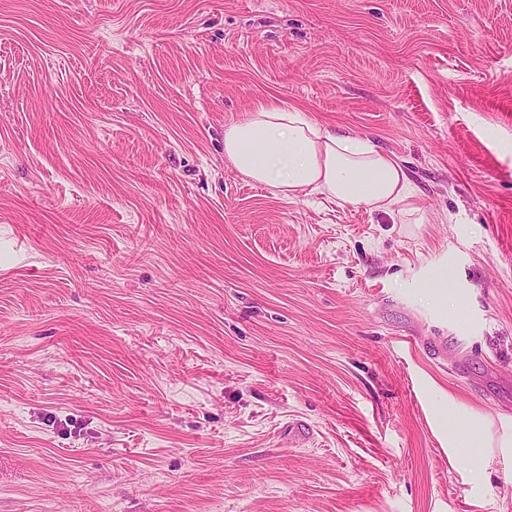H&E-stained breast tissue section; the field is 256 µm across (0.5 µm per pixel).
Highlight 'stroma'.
Wrapping results in <instances>:
<instances>
[{
    "label": "stroma",
    "mask_w": 512,
    "mask_h": 512,
    "mask_svg": "<svg viewBox=\"0 0 512 512\" xmlns=\"http://www.w3.org/2000/svg\"><path fill=\"white\" fill-rule=\"evenodd\" d=\"M270 97L423 223L244 179ZM0 512H512V0H0Z\"/></svg>",
    "instance_id": "obj_1"
}]
</instances>
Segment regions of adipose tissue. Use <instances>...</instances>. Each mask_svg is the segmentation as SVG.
<instances>
[{"label": "adipose tissue", "mask_w": 512, "mask_h": 512, "mask_svg": "<svg viewBox=\"0 0 512 512\" xmlns=\"http://www.w3.org/2000/svg\"><path fill=\"white\" fill-rule=\"evenodd\" d=\"M224 155L243 177L289 198L318 194L389 215L419 211L416 190L393 154L272 98L225 127Z\"/></svg>", "instance_id": "obj_1"}]
</instances>
